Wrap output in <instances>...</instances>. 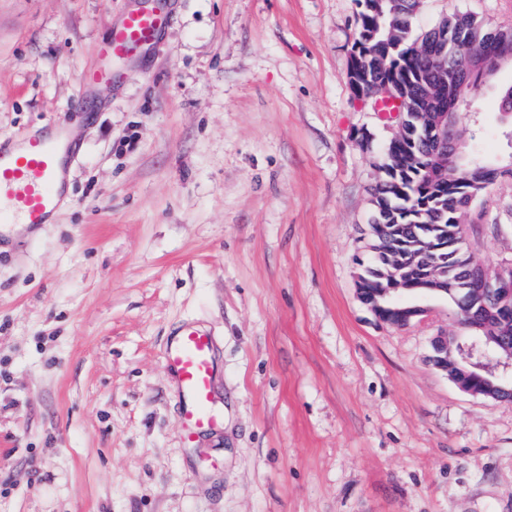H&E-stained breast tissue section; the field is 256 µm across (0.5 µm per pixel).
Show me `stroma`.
Listing matches in <instances>:
<instances>
[{"label":"stroma","instance_id":"35a3bbf8","mask_svg":"<svg viewBox=\"0 0 512 512\" xmlns=\"http://www.w3.org/2000/svg\"><path fill=\"white\" fill-rule=\"evenodd\" d=\"M138 0H0V138L65 119L68 201L0 230V512H512V402L429 360L447 298H359L395 128L348 83L356 0H162L160 41L85 86ZM512 26V0H421ZM87 109L72 111L75 99ZM459 129L512 154L484 88ZM468 229L512 257V177ZM217 340L221 427L181 438L165 350Z\"/></svg>","mask_w":512,"mask_h":512}]
</instances>
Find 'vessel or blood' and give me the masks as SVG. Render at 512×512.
<instances>
[{"mask_svg": "<svg viewBox=\"0 0 512 512\" xmlns=\"http://www.w3.org/2000/svg\"><path fill=\"white\" fill-rule=\"evenodd\" d=\"M158 10L128 14L108 38L101 54L124 58L151 44L165 27ZM63 124L29 136L22 150L0 142V224L41 225L57 209L64 191ZM181 404L182 438L194 445L198 436L221 422L214 406L216 368L212 335L197 327L183 328L165 353Z\"/></svg>", "mask_w": 512, "mask_h": 512, "instance_id": "obj_1", "label": "vessel or blood"}]
</instances>
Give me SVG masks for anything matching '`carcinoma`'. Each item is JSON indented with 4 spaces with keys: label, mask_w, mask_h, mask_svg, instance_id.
<instances>
[{
    "label": "carcinoma",
    "mask_w": 512,
    "mask_h": 512,
    "mask_svg": "<svg viewBox=\"0 0 512 512\" xmlns=\"http://www.w3.org/2000/svg\"><path fill=\"white\" fill-rule=\"evenodd\" d=\"M356 43L362 68L355 87L368 94L378 83L399 87L410 130L388 143L383 177L372 192L374 223L392 224L400 236L414 237L429 225L448 228V235H462L455 222V205L478 195L485 186L463 175L435 181L430 178L428 135L417 121L426 109L425 91L437 78L429 59L417 55L416 46L428 43L442 54L449 68L458 65L462 52L487 49L498 56H512V27L490 28L467 14L444 16L423 35L415 34L412 20L420 0H357ZM506 159L483 158L465 151L463 164L471 167H503Z\"/></svg>",
    "instance_id": "carcinoma-1"
}]
</instances>
